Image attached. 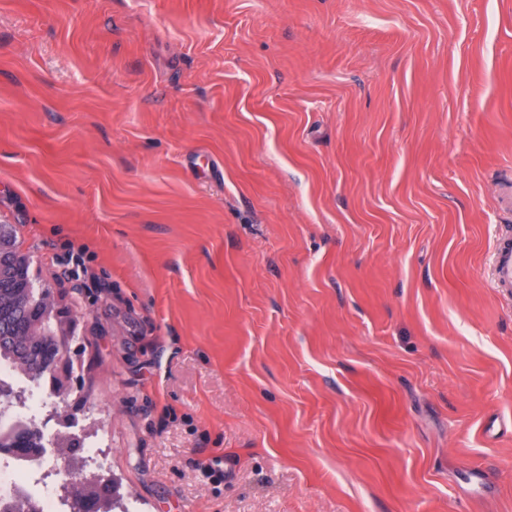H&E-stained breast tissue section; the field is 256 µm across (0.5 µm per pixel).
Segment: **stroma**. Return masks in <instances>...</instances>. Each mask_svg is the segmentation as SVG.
Here are the masks:
<instances>
[{
    "mask_svg": "<svg viewBox=\"0 0 512 512\" xmlns=\"http://www.w3.org/2000/svg\"><path fill=\"white\" fill-rule=\"evenodd\" d=\"M506 188L512 0H0L114 512H512ZM492 283L494 288L510 291L512 288V238L498 237L493 247Z\"/></svg>",
    "mask_w": 512,
    "mask_h": 512,
    "instance_id": "stroma-1",
    "label": "stroma"
}]
</instances>
